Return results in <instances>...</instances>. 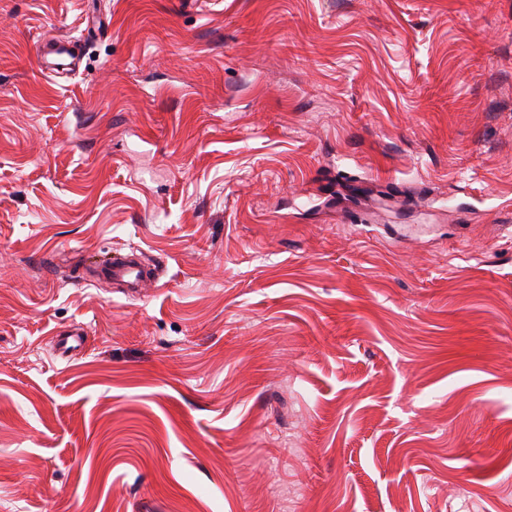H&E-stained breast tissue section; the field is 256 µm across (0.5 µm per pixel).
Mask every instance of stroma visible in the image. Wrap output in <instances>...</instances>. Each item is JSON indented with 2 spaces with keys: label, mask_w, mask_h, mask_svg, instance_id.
I'll return each mask as SVG.
<instances>
[{
  "label": "stroma",
  "mask_w": 512,
  "mask_h": 512,
  "mask_svg": "<svg viewBox=\"0 0 512 512\" xmlns=\"http://www.w3.org/2000/svg\"><path fill=\"white\" fill-rule=\"evenodd\" d=\"M0 512H512V0H0ZM97 270L113 280L131 285L133 288H142L157 282V277L151 268L145 266L135 254L123 258L114 257L112 261L101 264ZM83 334L79 329L67 330L56 336V350L65 356H73L83 352Z\"/></svg>",
  "instance_id": "obj_1"
}]
</instances>
